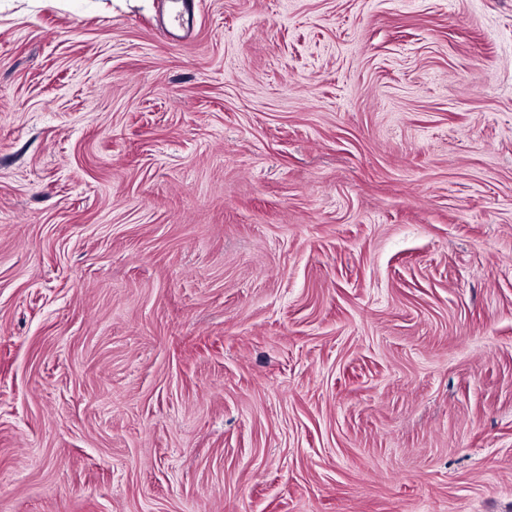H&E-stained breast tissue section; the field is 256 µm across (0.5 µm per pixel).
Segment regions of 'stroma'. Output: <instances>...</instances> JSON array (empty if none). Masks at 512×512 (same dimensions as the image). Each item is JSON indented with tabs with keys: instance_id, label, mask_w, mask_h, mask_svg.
Instances as JSON below:
<instances>
[{
	"instance_id": "1",
	"label": "stroma",
	"mask_w": 512,
	"mask_h": 512,
	"mask_svg": "<svg viewBox=\"0 0 512 512\" xmlns=\"http://www.w3.org/2000/svg\"><path fill=\"white\" fill-rule=\"evenodd\" d=\"M0 0V512H512V0Z\"/></svg>"
}]
</instances>
